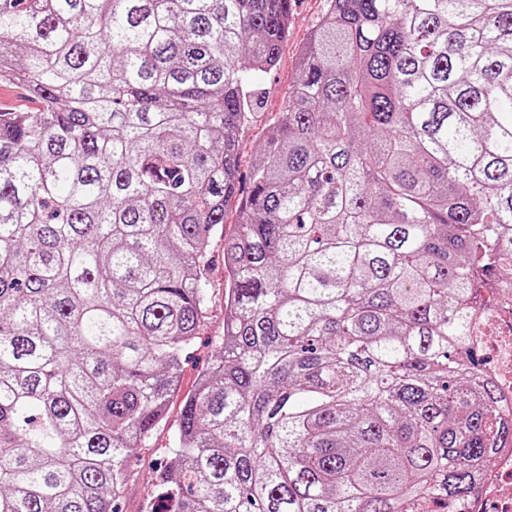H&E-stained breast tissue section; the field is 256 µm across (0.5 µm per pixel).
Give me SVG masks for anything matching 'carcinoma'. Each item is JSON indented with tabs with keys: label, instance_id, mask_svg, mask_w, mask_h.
<instances>
[{
	"label": "carcinoma",
	"instance_id": "1",
	"mask_svg": "<svg viewBox=\"0 0 512 512\" xmlns=\"http://www.w3.org/2000/svg\"><path fill=\"white\" fill-rule=\"evenodd\" d=\"M0 0V512H119L224 207L220 355L141 512H455L512 439L470 351L512 287V0ZM323 11L324 0H294L288 37L281 46L277 66L253 92L252 118L239 134L240 171L245 180L268 127L282 112L288 91L298 76L300 53Z\"/></svg>",
	"mask_w": 512,
	"mask_h": 512
}]
</instances>
